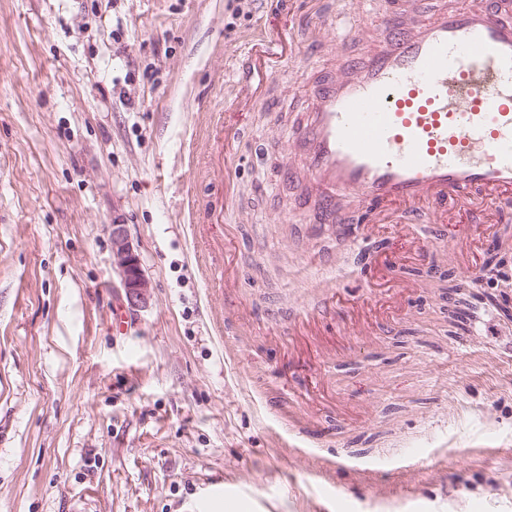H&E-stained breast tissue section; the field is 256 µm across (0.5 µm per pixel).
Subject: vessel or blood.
<instances>
[{"mask_svg": "<svg viewBox=\"0 0 512 512\" xmlns=\"http://www.w3.org/2000/svg\"><path fill=\"white\" fill-rule=\"evenodd\" d=\"M379 47L320 78L292 131L288 176L311 223L337 212L433 223L495 218L512 239V0H391Z\"/></svg>", "mask_w": 512, "mask_h": 512, "instance_id": "vessel-or-blood-1", "label": "vessel or blood"}]
</instances>
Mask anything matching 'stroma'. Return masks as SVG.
<instances>
[{
  "mask_svg": "<svg viewBox=\"0 0 512 512\" xmlns=\"http://www.w3.org/2000/svg\"><path fill=\"white\" fill-rule=\"evenodd\" d=\"M349 9L0 0V512H512V319L440 312L464 279L449 239L476 226L416 216L353 243L308 223L284 178L310 78L379 34L367 15L348 40ZM285 22L303 63L280 61L236 111L232 63ZM115 220L146 307L112 264ZM366 269L392 297L353 336ZM327 280L336 305L289 358ZM463 328L481 341L449 356ZM295 381L370 473L289 435L268 386ZM112 237V263L118 268L122 286L131 306H142L148 300V281L132 243L129 241L125 225L114 221L110 225Z\"/></svg>",
  "mask_w": 512,
  "mask_h": 512,
  "instance_id": "obj_1",
  "label": "stroma"
}]
</instances>
